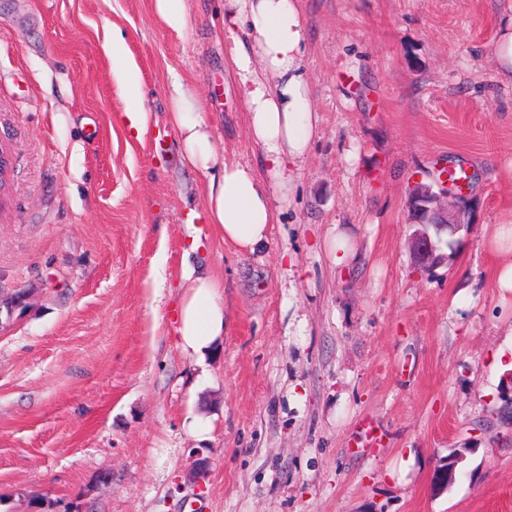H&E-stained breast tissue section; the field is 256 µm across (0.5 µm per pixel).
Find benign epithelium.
Wrapping results in <instances>:
<instances>
[{"mask_svg":"<svg viewBox=\"0 0 512 512\" xmlns=\"http://www.w3.org/2000/svg\"><path fill=\"white\" fill-rule=\"evenodd\" d=\"M467 189L466 182L455 193L448 189L446 170L431 183H415L408 200V211L411 222L421 226L410 241V255L417 269L429 271L444 260V255L440 253L441 235L464 226L458 202L464 199ZM450 197L455 202L448 203Z\"/></svg>","mask_w":512,"mask_h":512,"instance_id":"benign-epithelium-1","label":"benign epithelium"}]
</instances>
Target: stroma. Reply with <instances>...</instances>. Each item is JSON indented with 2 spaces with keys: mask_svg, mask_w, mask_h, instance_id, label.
<instances>
[{
  "mask_svg": "<svg viewBox=\"0 0 512 512\" xmlns=\"http://www.w3.org/2000/svg\"><path fill=\"white\" fill-rule=\"evenodd\" d=\"M184 6L178 34L154 0H0V298L28 296L0 322V512H512V371L489 381L512 299L486 245L512 221V84L490 56L512 0H300L317 131L248 254L208 224L169 116L178 79L225 160L264 174L224 0ZM447 159L475 175L468 227L421 272L408 197ZM189 266L223 285L203 367L177 344ZM114 74L121 83V87L131 106L125 112V122L141 136L146 128L147 112L143 107L141 85L136 72L128 67H117ZM329 252L336 265L347 263L355 254L352 238L342 230L335 228V234L329 241Z\"/></svg>",
  "mask_w": 512,
  "mask_h": 512,
  "instance_id": "stroma-1",
  "label": "stroma"
}]
</instances>
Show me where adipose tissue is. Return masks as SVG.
<instances>
[{
  "instance_id": "adipose-tissue-1",
  "label": "adipose tissue",
  "mask_w": 512,
  "mask_h": 512,
  "mask_svg": "<svg viewBox=\"0 0 512 512\" xmlns=\"http://www.w3.org/2000/svg\"><path fill=\"white\" fill-rule=\"evenodd\" d=\"M224 30L245 31L231 50L239 90L249 112L253 136L269 164L266 177L247 166L224 162L201 113L190 111V98L174 83L170 118L182 136L185 156L210 170L206 218L239 251L252 253L268 241L277 220L271 188L289 192L292 166L305 157L318 115L311 106L304 60L307 29L297 0H226ZM115 75L130 102L125 121L143 134L147 114L136 72L124 67L125 42L113 34L110 44ZM177 314L178 345L197 364H205L224 340L221 283L207 273L188 272Z\"/></svg>"
}]
</instances>
